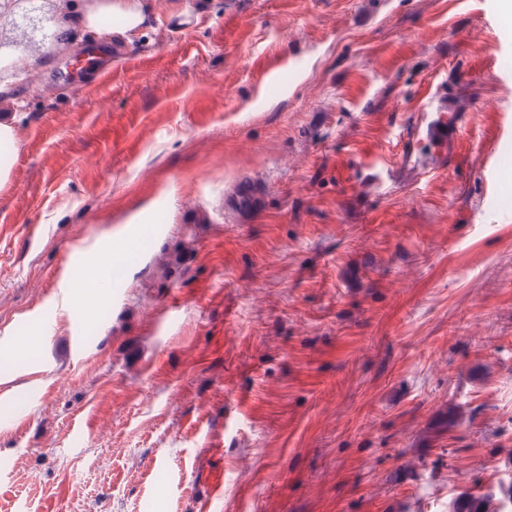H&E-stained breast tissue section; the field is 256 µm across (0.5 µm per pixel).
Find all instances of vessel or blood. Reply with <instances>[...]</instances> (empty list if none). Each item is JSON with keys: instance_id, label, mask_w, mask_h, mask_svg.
Here are the masks:
<instances>
[{"instance_id": "b4317fda", "label": "vessel or blood", "mask_w": 512, "mask_h": 512, "mask_svg": "<svg viewBox=\"0 0 512 512\" xmlns=\"http://www.w3.org/2000/svg\"><path fill=\"white\" fill-rule=\"evenodd\" d=\"M467 122V113L447 86L427 88L399 131L392 163L376 176L379 188L413 184L426 174L447 170L455 139Z\"/></svg>"}]
</instances>
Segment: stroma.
I'll list each match as a JSON object with an SVG mask.
<instances>
[{
    "label": "stroma",
    "instance_id": "35a3bbf8",
    "mask_svg": "<svg viewBox=\"0 0 512 512\" xmlns=\"http://www.w3.org/2000/svg\"><path fill=\"white\" fill-rule=\"evenodd\" d=\"M145 3L90 92L59 74L96 35L0 19V512H448L512 475V0ZM451 74L456 166L381 191Z\"/></svg>",
    "mask_w": 512,
    "mask_h": 512
}]
</instances>
